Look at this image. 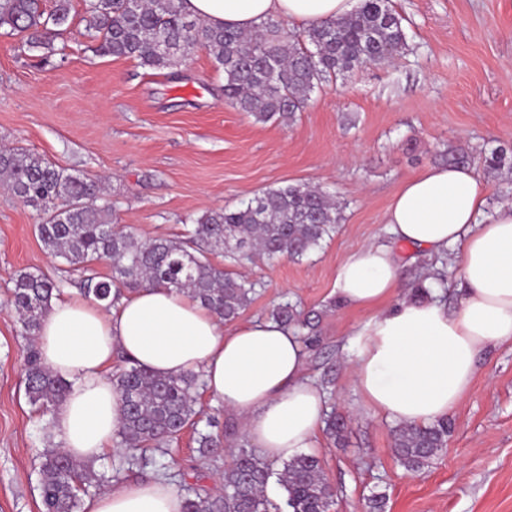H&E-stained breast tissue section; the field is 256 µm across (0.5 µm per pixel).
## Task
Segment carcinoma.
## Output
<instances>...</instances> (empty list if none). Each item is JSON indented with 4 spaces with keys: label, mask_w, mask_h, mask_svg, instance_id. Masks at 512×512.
Instances as JSON below:
<instances>
[{
    "label": "carcinoma",
    "mask_w": 512,
    "mask_h": 512,
    "mask_svg": "<svg viewBox=\"0 0 512 512\" xmlns=\"http://www.w3.org/2000/svg\"><path fill=\"white\" fill-rule=\"evenodd\" d=\"M86 30L99 40L96 51L133 58L143 66L165 69L186 63L200 50L224 73V102L258 123L293 121L323 81L366 64L394 58L407 46L402 18L389 0H360L353 12L301 33H285L284 22L269 19L252 33L212 27L181 9L182 0H85ZM71 0H0V29L21 37L33 49H53L68 28ZM0 185L38 210L37 231L47 253L83 274V293L112 306L123 292L164 286L188 293L226 322L237 320L256 295V282L211 262L221 252L232 262L255 256L300 261L332 237L341 223L342 206L329 192L308 184L270 187L245 206L215 208L195 220L184 236L148 241L112 225V204L102 182L81 177L23 148L0 150ZM109 262L111 276L101 277L94 264ZM63 284L40 270L24 269L13 278L9 304L20 316L29 340L21 366L29 402L38 407L52 430L58 407L72 382L40 362L34 339ZM313 312L289 302L272 307L269 317L297 330L315 328ZM122 418L117 444L126 455L113 466V478L134 468L152 467L168 478L156 452L178 441L201 421L194 388L199 374L157 376L137 366L114 375ZM347 428L345 416L333 414L327 433L336 441ZM451 423L396 428L393 453L409 474L421 472L447 446ZM201 456L217 460L224 436L199 431ZM41 512H79V492L108 477L57 447L40 455ZM269 465L243 442L222 473L223 488L212 492L190 487L183 512H330L336 496L315 454H300L283 464L278 482L284 506L266 494Z\"/></svg>",
    "instance_id": "carcinoma-1"
}]
</instances>
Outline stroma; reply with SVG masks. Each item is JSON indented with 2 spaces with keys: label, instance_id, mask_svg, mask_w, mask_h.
Wrapping results in <instances>:
<instances>
[{
  "label": "stroma",
  "instance_id": "stroma-1",
  "mask_svg": "<svg viewBox=\"0 0 512 512\" xmlns=\"http://www.w3.org/2000/svg\"><path fill=\"white\" fill-rule=\"evenodd\" d=\"M407 48L322 83L284 124L254 122L224 102V75L199 51L158 72L137 60L93 52L85 2L52 53L0 35V146L42 155L73 174L100 177L116 227L139 239L179 236L202 213L235 209L269 187L308 183L335 192L344 219L303 258L245 260L236 271L262 283L243 320L289 300L320 313L306 373L327 408L349 418L343 446L321 435L315 453L336 490L331 512H363L385 493L387 512H512V342L485 349L474 384L451 413L444 448L422 473L407 474L391 451L394 421L368 414L349 382L350 332L369 316L334 290L337 263L383 240V215L401 184L464 153L487 188L482 222L512 202V0H391ZM506 149L500 170L488 160ZM40 214L0 194V512H40L38 455L46 442L20 366L26 342L7 298L18 270L37 268L79 289L81 276L51 257L35 230ZM400 296L417 283L456 305L454 262L404 249ZM178 491L221 488L230 461L200 458L185 430L165 457Z\"/></svg>",
  "mask_w": 512,
  "mask_h": 512
}]
</instances>
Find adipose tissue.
Masks as SVG:
<instances>
[{"instance_id": "obj_1", "label": "adipose tissue", "mask_w": 512, "mask_h": 512, "mask_svg": "<svg viewBox=\"0 0 512 512\" xmlns=\"http://www.w3.org/2000/svg\"><path fill=\"white\" fill-rule=\"evenodd\" d=\"M355 0H182L208 24L254 31L267 19L308 28L352 11ZM486 188L466 166H432L407 179L383 216L391 237L345 255L335 291L370 309L352 332L350 379L374 416L424 426L448 417L471 389L480 353L512 341V203L480 223ZM425 256L456 250V308L399 295L401 247ZM42 363L73 387L54 430L69 455L97 462L112 451L120 395L114 352L161 376L201 373L205 390L245 420V436L269 462L316 447L326 393L306 372L295 328L255 319L232 328L173 288L148 287L114 306L73 296L54 300L36 338ZM161 478L112 487L85 512H182Z\"/></svg>"}]
</instances>
